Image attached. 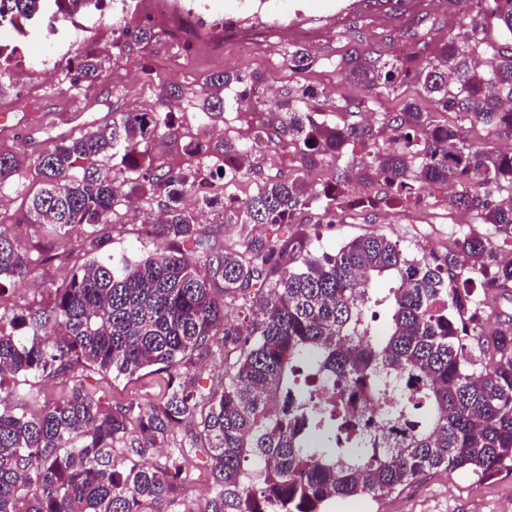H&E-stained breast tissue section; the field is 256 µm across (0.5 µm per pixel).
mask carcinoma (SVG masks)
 <instances>
[{
    "label": "carcinoma",
    "mask_w": 512,
    "mask_h": 512,
    "mask_svg": "<svg viewBox=\"0 0 512 512\" xmlns=\"http://www.w3.org/2000/svg\"><path fill=\"white\" fill-rule=\"evenodd\" d=\"M475 16L448 31L434 58L405 61L355 49L341 58L343 80L369 95L418 83L422 97L453 113L431 119L416 99L381 113L397 147L378 145L371 126L329 125L311 108L319 93L288 87L275 110V138L304 166L323 167L325 183L268 178L245 198L225 203L201 188L232 182L251 146L192 138L197 159L177 170L151 155L160 135L175 134L168 103L201 101L206 124L224 121V90L259 76L220 72L201 90L187 84L158 97L150 110H110L109 121L87 123L77 136H49L30 157L43 178L24 221L48 237L82 229L87 262L68 281L50 284L34 306L0 312V512H188L180 486L190 462L208 479L211 496L197 512H327L336 500L377 498L427 472L462 471L482 478L512 473V319L489 329L477 323L481 276L512 300V152L487 155L467 143L463 127L481 123L512 139V54L475 64L485 17L512 39V0H477ZM40 0H11L0 20L13 26L44 14ZM122 51L155 36L144 23L131 32L112 23ZM110 53H78L60 61L69 86L103 80ZM288 68L318 62L305 47L288 51ZM370 187L358 203L376 211L417 204L425 187L459 179L467 190L448 205L471 209L487 234L460 233L442 256H413L384 234L358 237L332 254L310 250L294 229L311 208L336 223L339 189L354 169ZM18 155L0 153V190L22 183ZM201 198L200 209L182 205ZM132 197L156 205L152 234L168 247L136 258L98 255ZM237 218L243 247L217 251L201 230ZM275 224L273 240L246 233ZM34 271L14 236L0 226V283ZM392 286L377 295L375 280ZM385 306L383 337L365 329L374 303ZM244 309V335L228 314ZM224 323L220 343L213 330ZM239 350L219 391L203 393L191 375L193 356ZM167 373L162 396L144 405L103 400L89 373L133 379L148 368ZM71 382L55 401L42 382ZM338 399L321 395L322 385ZM373 400L379 415L399 411L410 423L374 440L347 410Z\"/></svg>",
    "instance_id": "cac0c4a2"
}]
</instances>
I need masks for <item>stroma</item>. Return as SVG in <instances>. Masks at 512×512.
<instances>
[{
  "label": "stroma",
  "mask_w": 512,
  "mask_h": 512,
  "mask_svg": "<svg viewBox=\"0 0 512 512\" xmlns=\"http://www.w3.org/2000/svg\"><path fill=\"white\" fill-rule=\"evenodd\" d=\"M225 18L238 20L235 28H225L224 46L213 49L208 38H201L197 47L184 51L179 39L168 36L169 18H155V37L148 47L131 45L112 60L106 79L95 88L79 93L62 80L52 82L31 78L24 95L13 90L0 93V110L9 113L8 122L14 131L0 135V151H24L33 154V129L52 134H70L82 128L91 118L107 121L110 109L154 106L161 86H181L201 81L205 76L222 71L255 72L259 84L274 90L282 98L288 86L299 83L320 90L314 106L328 123L363 121L365 113L392 111L398 101L417 97L420 88L413 82L398 83L395 91L367 97L361 87L344 83L336 67L337 56L359 47L382 55H398L405 43L403 32L422 17L433 18L437 26L427 56H434L447 41L450 26L474 16L477 0H451L446 10H438L431 0H416L415 9L401 18L383 17L382 7L375 0H359L344 21L336 19V0H281L278 9H242L239 0H223ZM311 48L322 56V65L305 70H290L286 53L297 45ZM406 44V43H405ZM365 102L364 113L350 115L337 111V95ZM270 112L243 108L228 109L219 125L220 135L251 140L255 131L266 128ZM256 176L227 183L222 191L229 198H243L257 189L259 178L281 174L297 176L299 162L292 153L271 148L256 150L251 158ZM40 180L34 169H27L23 183L8 189L10 202L0 208V224L16 237L18 247L26 252L34 268H41L50 245L42 228L21 223L29 198L39 189ZM460 184L427 187L426 203L421 207L396 206L385 211L370 212L357 203L364 189L351 182L345 189L348 203L339 221L324 224L318 210L310 209L299 215L298 229L307 233L317 252L332 253L342 244L359 236L383 234L397 240L413 255H443L449 241L473 223L472 213L449 207L448 198L460 191ZM152 210L137 203L130 208L125 224L113 234L105 248L106 254L140 256L153 251L157 243L146 236ZM74 262L47 267V278L37 276L8 286L0 300V311L12 314L25 310L41 297L45 279L62 283L71 274ZM106 397L117 403L145 402L155 399L161 389L158 375H146L133 380L112 379L96 375L92 378ZM365 512H512V474L502 473L481 480L459 471L441 470L420 477L416 483L396 489L378 499L364 500Z\"/></svg>",
  "instance_id": "35a3bbf8"
}]
</instances>
